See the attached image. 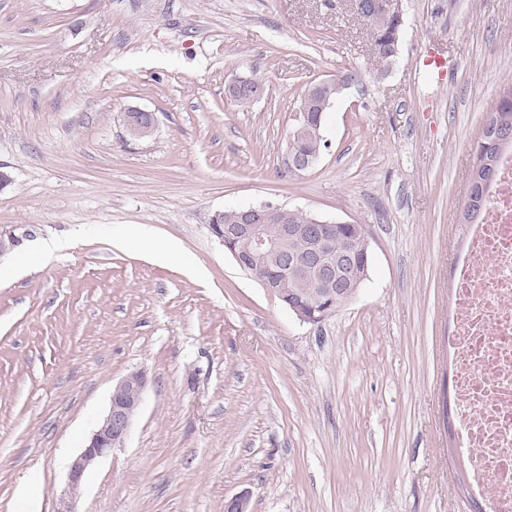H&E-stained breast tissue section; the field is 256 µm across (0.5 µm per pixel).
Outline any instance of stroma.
<instances>
[{"label":"stroma","mask_w":512,"mask_h":512,"mask_svg":"<svg viewBox=\"0 0 512 512\" xmlns=\"http://www.w3.org/2000/svg\"><path fill=\"white\" fill-rule=\"evenodd\" d=\"M385 77L349 0H0V512H56L134 371L125 447L74 512H471L444 422L473 145L512 81V0H402ZM444 58V73L425 63ZM350 71L287 165L303 85ZM259 77L264 97L225 94ZM156 112L125 140L121 111ZM272 203L365 225L369 279L300 324L210 219ZM69 247L43 261V240ZM179 256L164 257L166 245ZM249 80L254 85H264L257 78H254V79L253 78H251V79L238 78V79L233 80L232 82H230L227 85V87H226L227 95L228 96L232 95L233 96L232 99L234 101H236L237 103H241V104H249L250 102H252L251 97L254 100L261 99L265 94V87L253 86L251 83H249ZM245 89L249 90L251 97L248 94L235 95L239 90H245Z\"/></svg>","instance_id":"35a3bbf8"}]
</instances>
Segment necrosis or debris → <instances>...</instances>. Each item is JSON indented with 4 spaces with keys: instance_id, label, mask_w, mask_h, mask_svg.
Wrapping results in <instances>:
<instances>
[{
    "instance_id": "obj_1",
    "label": "necrosis or debris",
    "mask_w": 512,
    "mask_h": 512,
    "mask_svg": "<svg viewBox=\"0 0 512 512\" xmlns=\"http://www.w3.org/2000/svg\"><path fill=\"white\" fill-rule=\"evenodd\" d=\"M448 346L457 446L484 512H512V152L456 272Z\"/></svg>"
}]
</instances>
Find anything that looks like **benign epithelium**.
I'll use <instances>...</instances> for the list:
<instances>
[{
  "instance_id": "benign-epithelium-1",
  "label": "benign epithelium",
  "mask_w": 512,
  "mask_h": 512,
  "mask_svg": "<svg viewBox=\"0 0 512 512\" xmlns=\"http://www.w3.org/2000/svg\"><path fill=\"white\" fill-rule=\"evenodd\" d=\"M365 13L401 14V0H365ZM249 90L255 100L262 98L265 87L254 86L247 78L230 82L227 95L240 90ZM120 123L127 136L141 139L154 134L158 125L156 113L140 107H128L120 114ZM226 219L221 240L229 249L237 266L255 274L256 267L270 260L275 267L293 278L306 277L319 286V302L333 300L337 295L353 298L358 286L367 277L366 268H357L349 254L336 252V230L340 222H328L309 217L307 224L286 223V211L274 204L248 207L224 214L213 215L211 223ZM270 224L279 226L278 234L272 238L267 234ZM301 239L304 249L300 253L288 251V240ZM21 238L12 230L0 229V258L14 252ZM294 317L302 324L317 325L334 314L331 308L320 315H309L299 307H291ZM147 386V376L142 371L127 375L112 388L109 407L87 437L80 454L73 460L69 470L68 495L79 491L85 473L90 466L112 454L116 448L124 447L131 425L137 415ZM250 497L242 493L224 500V512H249Z\"/></svg>"
}]
</instances>
